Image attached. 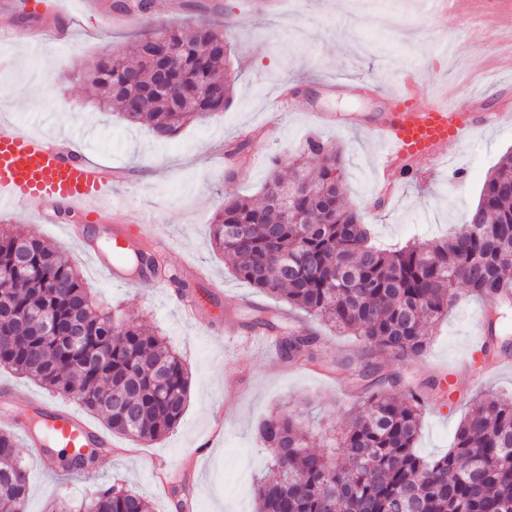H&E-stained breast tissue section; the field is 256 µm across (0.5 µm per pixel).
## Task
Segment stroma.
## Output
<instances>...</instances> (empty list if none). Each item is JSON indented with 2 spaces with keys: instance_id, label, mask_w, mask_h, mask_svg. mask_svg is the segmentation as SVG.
<instances>
[{
  "instance_id": "stroma-1",
  "label": "stroma",
  "mask_w": 512,
  "mask_h": 512,
  "mask_svg": "<svg viewBox=\"0 0 512 512\" xmlns=\"http://www.w3.org/2000/svg\"><path fill=\"white\" fill-rule=\"evenodd\" d=\"M168 2L154 0L153 10L166 24L186 27L204 17L229 24L234 103L160 147L147 128L97 111L79 79L98 54L133 44L136 21L124 17L93 29L79 27L68 42L27 46L7 35L30 28L32 7H39L44 25L64 26L70 17L105 10L106 0H9L8 7H0V120L69 139L93 161L126 169V178L112 186L109 207L138 212L141 224L164 238L165 262L193 293L215 288L199 319H186L177 285L115 283L95 262L94 250L111 246L109 228L94 229L90 249L68 227L40 215L21 209L0 213V232L29 226L73 261L96 302L143 320L164 336L187 363L191 380L173 431L149 444L113 435L111 453L100 456L91 471L70 469L67 455L58 450L49 452L53 467L45 469L37 450L19 443L29 474L26 512L74 508L113 484L145 497L153 512H254V486L267 472V453L255 437L262 419L277 410L316 433L342 427L340 407L353 402L359 389L331 365L366 353L364 343L291 307L289 321L312 330L319 341L313 361L290 362L267 344L264 329L250 324L249 305L274 307L277 299L239 280L210 242L212 217L225 195L261 198L272 157L301 153L313 170L320 158L306 152L308 141L336 147L348 202L362 214L373 241L390 246L446 236L477 205L501 156L512 152V124L479 126L467 140L444 147L443 170L397 183L392 198L379 199L375 166L381 147L369 130L383 114L387 93L402 88L407 73H415L436 100L468 92L512 113V66L491 68L500 32L490 28L472 37L465 14L436 7L432 0H406L384 23L364 9L365 0H282L271 14L257 11L254 0H180L175 11ZM446 36L466 42V50L443 52ZM460 75L483 82L455 85ZM337 80L368 91L351 95L331 89ZM246 130L262 139L263 155L249 165L225 164V150ZM200 270L208 282L197 279ZM484 306L460 290L447 317L430 328L418 358L366 353L380 375L400 376L399 385L386 388L395 398L435 383L415 442L420 455L450 448L477 392L512 395V363L481 381L466 369ZM229 322L237 327L231 338L224 333ZM179 470L186 474L185 486H168L169 474Z\"/></svg>"
}]
</instances>
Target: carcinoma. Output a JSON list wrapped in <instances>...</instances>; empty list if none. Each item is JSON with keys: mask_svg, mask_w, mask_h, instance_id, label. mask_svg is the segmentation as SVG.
<instances>
[{"mask_svg": "<svg viewBox=\"0 0 512 512\" xmlns=\"http://www.w3.org/2000/svg\"><path fill=\"white\" fill-rule=\"evenodd\" d=\"M112 7L144 20L134 59L114 48L112 65L85 69L82 80L98 111L145 121L166 139L231 106L224 23L201 20L190 29L159 23L149 16V0H115ZM307 151L321 156L317 175L295 157L284 179L277 158L261 201L228 196L215 213L212 247L238 278L362 337L367 351L399 360L423 354L428 328L448 314L459 287L491 308L503 299L512 274V154L488 174L478 204L447 238L381 250L346 200L339 152L315 140ZM19 253L27 260L23 275L12 273ZM117 259L162 273L150 252ZM1 272L0 366L71 397L114 433L153 442L176 427L190 376L164 337L96 304L77 267L33 233L0 235ZM252 321L279 333L287 358L312 355L317 337L284 326L279 311L259 307ZM336 368L364 383L340 435L315 436L290 415L258 425L257 440L269 450L277 478L259 480L256 512H512L511 397H482L452 448L423 457L414 448L423 393L399 400L370 390L397 376L376 378L375 367L352 357ZM27 490L17 440L0 430V507L23 512ZM77 512L151 510L143 496L112 485Z\"/></svg>", "mask_w": 512, "mask_h": 512, "instance_id": "1", "label": "carcinoma"}]
</instances>
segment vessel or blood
<instances>
[{
	"mask_svg": "<svg viewBox=\"0 0 512 512\" xmlns=\"http://www.w3.org/2000/svg\"><path fill=\"white\" fill-rule=\"evenodd\" d=\"M391 108L372 131L382 147L381 170L397 176L422 177L440 165L443 148L462 140L474 128L504 120V113L480 111L475 98L459 99L447 106L422 99L413 87L391 96ZM123 169L106 168L88 160L72 143L18 130L0 122V207L19 205L27 211L58 221L67 213L84 221L109 219L110 212L99 201L123 179ZM145 235L140 226L115 227L112 246L124 252L141 248ZM14 399L10 388L0 389V420L19 425L30 447L45 448V441L28 423L19 422L9 406ZM32 411L40 412L58 446L73 455L89 448L111 447V440L77 413L56 403L29 400Z\"/></svg>",
	"mask_w": 512,
	"mask_h": 512,
	"instance_id": "b4317fda",
	"label": "vessel or blood"
}]
</instances>
